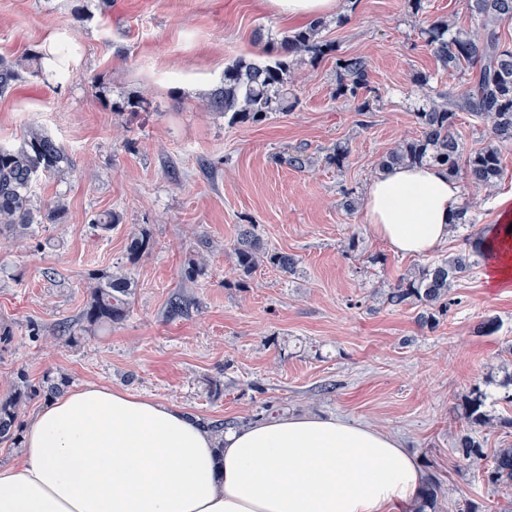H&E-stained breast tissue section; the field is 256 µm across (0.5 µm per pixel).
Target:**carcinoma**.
I'll return each instance as SVG.
<instances>
[{
	"label": "carcinoma",
	"mask_w": 512,
	"mask_h": 512,
	"mask_svg": "<svg viewBox=\"0 0 512 512\" xmlns=\"http://www.w3.org/2000/svg\"><path fill=\"white\" fill-rule=\"evenodd\" d=\"M472 22L458 27L443 18H430L420 28L427 47L439 67L450 75L470 73L468 88L459 95L449 94L431 85V76L420 73L412 83L423 100L414 113L418 135L404 139L388 150L378 169L401 165L438 166L453 177L459 161L465 160V175L470 185L493 190L502 175V148L512 145V45L502 41L500 25L512 21V0H470ZM323 21L315 20L305 28L285 35L282 51L273 59L239 58L224 68V79L213 89L204 109L222 112L230 123H260L273 114L292 106L288 87L299 75L295 65L304 57L321 59L335 52L332 44L319 37ZM32 59L14 61L0 58V93L9 92L24 75L38 77L42 68L31 65ZM336 98L356 99L370 86V70L365 57L338 55ZM476 118L488 133L484 147L463 155V143L457 127L460 113ZM350 155L348 144H337L326 161L342 169ZM69 153L51 136L32 126L16 147L0 146V231L29 224H55L63 215L59 204L47 203L36 214L32 208V189L42 175L64 177L74 170ZM492 227H484L471 250L446 259L431 261L410 269L385 293L386 302L394 307L418 304L425 308L420 321L435 324L448 314L451 284L468 273L483 256V245ZM150 237L142 231L131 237L129 259L134 261L150 248ZM235 270L249 276L266 263L285 274L296 271L295 255L267 249L249 228L240 230L231 244ZM130 277L101 272L95 275L81 315L87 327L103 326L124 319L130 305ZM37 390L18 385L0 400V441L13 439L19 409ZM487 393L480 385L471 387L459 404V417L465 427L456 439L460 460L483 468L487 484L512 487V444L494 449L487 457L475 428H486L490 418L485 410ZM218 437L242 421L235 418L202 419ZM442 484L436 476L428 478L410 512H436Z\"/></svg>",
	"instance_id": "1"
}]
</instances>
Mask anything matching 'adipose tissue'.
<instances>
[{
    "mask_svg": "<svg viewBox=\"0 0 512 512\" xmlns=\"http://www.w3.org/2000/svg\"><path fill=\"white\" fill-rule=\"evenodd\" d=\"M461 184L436 166L382 172L364 217L402 256L444 246ZM396 438L338 417L258 421L215 436L184 409L88 385L24 428L0 467V512H404L425 484Z\"/></svg>",
    "mask_w": 512,
    "mask_h": 512,
    "instance_id": "adipose-tissue-1",
    "label": "adipose tissue"
}]
</instances>
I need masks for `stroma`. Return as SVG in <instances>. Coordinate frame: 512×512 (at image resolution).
Returning <instances> with one entry per match:
<instances>
[{"label":"stroma","mask_w":512,"mask_h":512,"mask_svg":"<svg viewBox=\"0 0 512 512\" xmlns=\"http://www.w3.org/2000/svg\"><path fill=\"white\" fill-rule=\"evenodd\" d=\"M445 16L471 23L470 0H337L320 37L342 55L368 60L370 111L336 98L335 57L299 63L290 111L259 124L229 123L203 110L207 93L238 58H255L300 29L259 0H0V57L54 56L58 75L26 77L0 97V144L37 126L75 161L67 179L40 178L33 205L61 200L56 224L0 234V399L20 383L87 384L186 409L199 418H249L264 405L286 414L336 416L387 433L440 478L438 512H501L512 490H493L453 448L457 406L482 385L492 419H512L504 399L512 371V288H493L487 265L458 279L453 304L435 325L419 306L393 307L384 292L417 263L399 256L346 211L344 191L364 197L380 157L417 135L413 75L460 90L439 68L419 28ZM145 108H138V101ZM351 153L343 169L326 162L336 143ZM288 150L311 160L299 170L278 161ZM504 175L477 199L473 224L457 226L437 258L470 250L480 228L512 208V146ZM115 212L102 231L93 220ZM268 248L296 255L295 273L262 266L239 276L229 252L240 225ZM151 248L129 263L131 236ZM356 250H348L349 238ZM207 269L187 281L189 258ZM130 276L126 317L83 329L94 274ZM183 295L184 313H170ZM496 319L494 334L480 333ZM220 380L221 393L207 382Z\"/></svg>","instance_id":"1"}]
</instances>
